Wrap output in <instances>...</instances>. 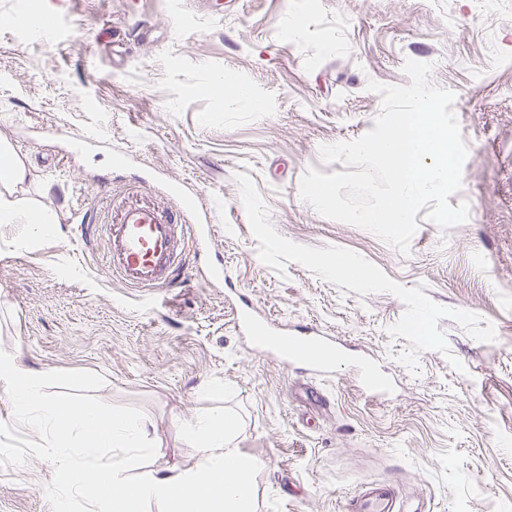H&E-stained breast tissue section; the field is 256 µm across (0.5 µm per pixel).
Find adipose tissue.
I'll return each mask as SVG.
<instances>
[{
    "label": "adipose tissue",
    "instance_id": "adipose-tissue-1",
    "mask_svg": "<svg viewBox=\"0 0 512 512\" xmlns=\"http://www.w3.org/2000/svg\"><path fill=\"white\" fill-rule=\"evenodd\" d=\"M26 175L12 147L0 146V224H32L50 234L53 215L22 202ZM0 379L10 383L14 414L55 439L60 505H67L76 492L86 498L91 512H254L256 465L237 447L235 427L223 413L204 410L187 425L199 453L195 465L171 473L137 471L134 461L153 453L145 421L104 417L85 400L50 399L41 375L13 360L0 361ZM74 434L82 447L70 446ZM106 448L116 451L107 461L102 458Z\"/></svg>",
    "mask_w": 512,
    "mask_h": 512
}]
</instances>
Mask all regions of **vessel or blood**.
Listing matches in <instances>:
<instances>
[{
  "label": "vessel or blood",
  "mask_w": 512,
  "mask_h": 512,
  "mask_svg": "<svg viewBox=\"0 0 512 512\" xmlns=\"http://www.w3.org/2000/svg\"><path fill=\"white\" fill-rule=\"evenodd\" d=\"M186 230L200 248L211 245L213 216L199 209L193 198H182L173 211L146 204L123 208L107 228V274L129 288L152 291L165 287L184 271L181 235ZM236 326L259 354L274 357L284 366H300L319 379L335 372L339 347L334 337L305 326L285 331L248 306L238 310ZM347 508L349 512H402L400 491L388 481H367L349 498Z\"/></svg>",
  "instance_id": "1"
}]
</instances>
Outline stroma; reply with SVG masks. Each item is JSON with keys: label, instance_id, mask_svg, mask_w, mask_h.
Segmentation results:
<instances>
[{"label": "stroma", "instance_id": "stroma-1", "mask_svg": "<svg viewBox=\"0 0 512 512\" xmlns=\"http://www.w3.org/2000/svg\"><path fill=\"white\" fill-rule=\"evenodd\" d=\"M51 12L53 40L0 25V142L25 160L26 204L55 231L0 224V359L148 423V466L183 470L198 451L182 423L226 411L258 463L256 512H344L369 479L394 481L426 512H512V0H0V18ZM433 63L456 94L469 147L462 225L421 223L401 254L322 217L299 183L319 148L374 127V80L405 85V60ZM228 74L253 102L225 98ZM103 146L70 151L65 132ZM130 152L123 169L114 155ZM213 203L214 252L185 250L188 274L148 292L102 271L122 206L173 207L147 171ZM93 204L94 228L73 216ZM343 256L368 282L327 274ZM220 263L224 283L200 269ZM277 325L335 336L336 372L317 383L238 336L239 297ZM363 360L390 400L358 387ZM0 381V512H54L50 433L31 431Z\"/></svg>", "mask_w": 512, "mask_h": 512}]
</instances>
